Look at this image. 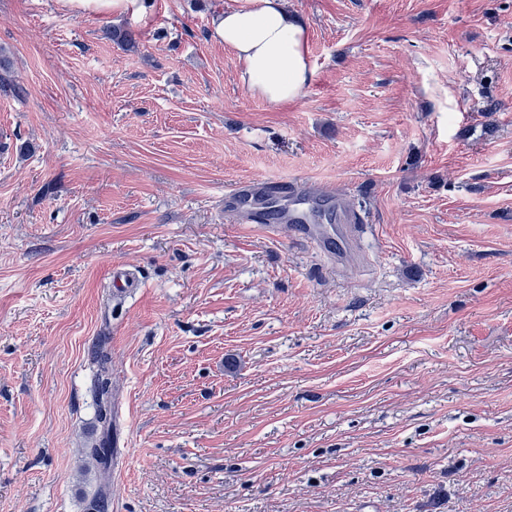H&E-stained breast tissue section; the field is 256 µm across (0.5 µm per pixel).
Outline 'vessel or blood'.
I'll return each mask as SVG.
<instances>
[{
  "mask_svg": "<svg viewBox=\"0 0 512 512\" xmlns=\"http://www.w3.org/2000/svg\"><path fill=\"white\" fill-rule=\"evenodd\" d=\"M224 204L266 233L291 227L334 260L350 255L354 237L365 223L364 215L344 210L318 184L297 180L289 181L284 190L272 180L239 182L225 190Z\"/></svg>",
  "mask_w": 512,
  "mask_h": 512,
  "instance_id": "obj_1",
  "label": "vessel or blood"
}]
</instances>
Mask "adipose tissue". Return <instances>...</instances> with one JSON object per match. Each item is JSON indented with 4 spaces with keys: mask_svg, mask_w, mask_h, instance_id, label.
Listing matches in <instances>:
<instances>
[{
    "mask_svg": "<svg viewBox=\"0 0 512 512\" xmlns=\"http://www.w3.org/2000/svg\"><path fill=\"white\" fill-rule=\"evenodd\" d=\"M212 36L234 51L242 83L269 104L295 101L312 80L308 32L288 0H236L213 17Z\"/></svg>",
    "mask_w": 512,
    "mask_h": 512,
    "instance_id": "adipose-tissue-1",
    "label": "adipose tissue"
}]
</instances>
